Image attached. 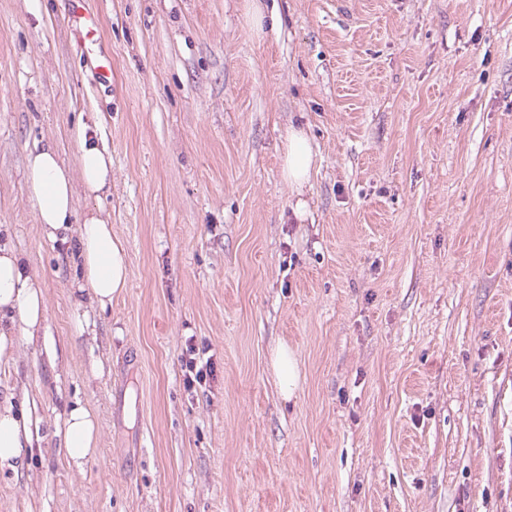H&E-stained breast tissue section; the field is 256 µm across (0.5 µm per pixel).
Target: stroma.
Here are the masks:
<instances>
[{
  "label": "stroma",
  "mask_w": 512,
  "mask_h": 512,
  "mask_svg": "<svg viewBox=\"0 0 512 512\" xmlns=\"http://www.w3.org/2000/svg\"><path fill=\"white\" fill-rule=\"evenodd\" d=\"M248 2L88 0L105 90L66 0H0V247L47 304L0 360V406L37 421L0 512H512V0H260L262 36ZM80 123L112 190L75 210L130 259L106 309L25 182L47 141L76 169ZM190 339L213 372L188 389ZM77 402L80 467L55 434ZM69 1L67 23L83 42V48L80 45L82 55L90 66L95 84L109 88L112 86V59L102 49V20L87 9V0ZM313 156L306 132L297 128L289 130L282 152V174L297 190L301 191L308 183ZM272 369L281 386V394L285 400H290L298 384L299 369L294 354L288 347L280 346L273 354ZM61 432L65 454L77 467L94 455L97 423L94 415L83 404L77 402L70 408Z\"/></svg>",
  "instance_id": "obj_1"
}]
</instances>
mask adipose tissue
<instances>
[{"label": "adipose tissue", "mask_w": 512, "mask_h": 512, "mask_svg": "<svg viewBox=\"0 0 512 512\" xmlns=\"http://www.w3.org/2000/svg\"><path fill=\"white\" fill-rule=\"evenodd\" d=\"M78 138L84 190L87 196L101 197L112 185V156L95 134L82 129ZM313 156L306 132L289 130L282 152V174L288 183L298 189L307 184ZM25 178L36 220L46 236L63 239L69 229H76L82 269L80 287L99 307H107L128 283L124 242L97 212L86 213L81 224H74L73 178L54 146L28 154ZM27 266L21 253L0 247V358L9 355L15 337L34 340L46 320L42 285ZM97 433L96 420L88 408L80 403L70 408L62 428L63 446L70 462L80 466L93 456ZM30 442L27 417L9 407L0 409V469L16 468Z\"/></svg>", "instance_id": "ef3b65f1"}]
</instances>
